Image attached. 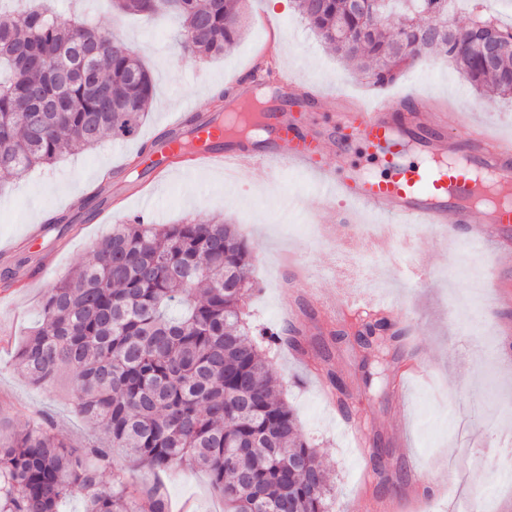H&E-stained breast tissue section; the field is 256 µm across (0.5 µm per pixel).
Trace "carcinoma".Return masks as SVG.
Returning <instances> with one entry per match:
<instances>
[{"label":"carcinoma","instance_id":"1","mask_svg":"<svg viewBox=\"0 0 512 512\" xmlns=\"http://www.w3.org/2000/svg\"><path fill=\"white\" fill-rule=\"evenodd\" d=\"M298 16L341 59L381 89L424 53L453 62L479 93L512 99V49L486 61L490 43L512 45L476 3L468 23L448 22V0H294ZM122 14L177 19V42L194 58L221 56L243 34L242 0H112ZM95 78L71 76L76 62ZM154 78L128 44L87 17L64 21L50 0L0 10V177H18L63 155L134 136L153 99ZM31 98L57 101L35 112ZM254 256L224 220L158 227L135 216L112 228L47 292L43 323L15 365L36 386L72 376L76 412L105 442L74 448L34 417L0 431V512H58L80 496L85 512H169L161 491L140 492L134 472L110 485L115 451L155 472L207 471L224 512H332L329 475L298 417L273 385L266 351L305 352L304 337L253 334L244 310ZM405 329L359 315L332 333L356 350L369 388ZM351 413L343 379L328 373Z\"/></svg>","mask_w":512,"mask_h":512}]
</instances>
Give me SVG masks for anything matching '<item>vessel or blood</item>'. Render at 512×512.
Returning a JSON list of instances; mask_svg holds the SVG:
<instances>
[{"label":"vessel or blood","mask_w":512,"mask_h":512,"mask_svg":"<svg viewBox=\"0 0 512 512\" xmlns=\"http://www.w3.org/2000/svg\"><path fill=\"white\" fill-rule=\"evenodd\" d=\"M233 91L237 102L267 96L265 139L241 145L225 138L219 124L203 126L193 150H183L176 140L152 157L135 156L149 179L164 178L175 169L189 175L202 167L239 171L285 166L301 176H314L319 194L332 192L349 202V211L339 216L336 227L344 240L350 239L349 226L361 212L415 229L449 224L471 241L499 251L512 236V138L489 135L486 124L459 114L472 132L463 150L447 134L444 108L424 114L416 95L338 97L321 130L311 118L318 95L288 72L267 78L250 68L235 80ZM356 145L380 163L383 175L326 167L327 158H343ZM483 197L488 206L483 214H475L474 203Z\"/></svg>","instance_id":"b4317fda"}]
</instances>
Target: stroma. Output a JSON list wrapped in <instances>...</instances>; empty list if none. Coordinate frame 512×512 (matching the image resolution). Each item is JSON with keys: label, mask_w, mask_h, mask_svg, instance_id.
<instances>
[{"label": "stroma", "mask_w": 512, "mask_h": 512, "mask_svg": "<svg viewBox=\"0 0 512 512\" xmlns=\"http://www.w3.org/2000/svg\"><path fill=\"white\" fill-rule=\"evenodd\" d=\"M60 18L72 10L88 12L114 37L137 50L151 71L154 100L136 136L109 140L94 149L66 154L57 163L19 177L0 178V427L22 428L42 414L51 431L80 448L100 431L77 415L71 390L39 388L14 366L22 341L41 324L47 290L85 259L96 240L143 207L131 173L113 178L109 204L100 221L69 208L99 184L102 172L137 154L140 146L166 131L186 101L198 112L213 110L214 94L228 77L263 54L275 55L298 80L328 99L337 91L366 95L364 75L326 48L294 11L292 0L269 7L268 0H246L245 34L218 59L199 60L182 53L171 18L146 21L117 18L109 0H55ZM386 93L420 94L426 112L436 103L472 110L474 119L495 118V131L512 136V102L473 90L455 66L426 55L386 86ZM156 224L221 216L238 224L255 255L256 290L245 310L263 329L301 330L308 341L327 336L353 320L352 305L393 308L408 327L406 346L387 358L384 380L368 388L356 355L335 349L334 368L347 382L351 417H344L328 395L324 362L288 348L271 351L275 388L295 410L304 436L314 444L333 477L334 512H454V486L463 482L472 495L490 497L493 512H512V486L499 478L504 436L488 421L490 413L512 417V358L502 355L512 324V257L481 252L479 272L491 282L484 299L466 300L471 247L463 236L444 229L416 240L427 267L426 279L407 283L385 254L360 240L337 243L332 233L337 206L325 204L303 178L284 170L237 173L204 169L192 178L166 176L152 188ZM70 214L71 223L52 226L44 241L29 245L32 224ZM336 313H328V306ZM383 458L388 475L405 479L390 492L376 488L373 454ZM141 482L159 483L170 512H224L210 477L201 471L138 470Z\"/></svg>", "instance_id": "stroma-1"}]
</instances>
